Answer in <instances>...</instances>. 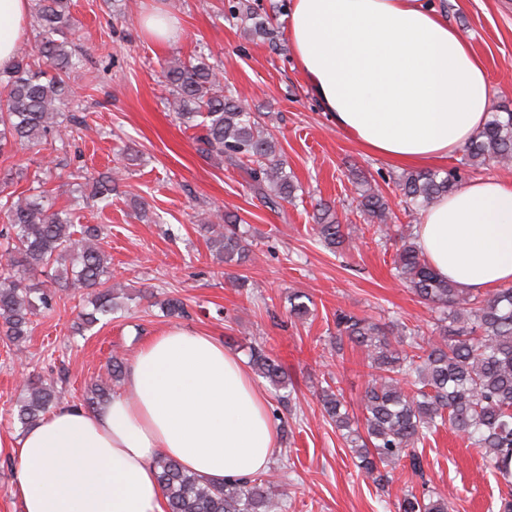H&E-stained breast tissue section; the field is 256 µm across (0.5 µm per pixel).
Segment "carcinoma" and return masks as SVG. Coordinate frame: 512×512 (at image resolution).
Returning a JSON list of instances; mask_svg holds the SVG:
<instances>
[{
    "label": "carcinoma",
    "mask_w": 512,
    "mask_h": 512,
    "mask_svg": "<svg viewBox=\"0 0 512 512\" xmlns=\"http://www.w3.org/2000/svg\"><path fill=\"white\" fill-rule=\"evenodd\" d=\"M71 0H36L40 39L16 49L9 70L0 72V151L8 145L34 149L48 141L69 97L65 80L77 63L67 34L75 25ZM241 19L255 32L270 33L269 17L246 9ZM170 106L180 123L200 129L203 152L245 171L249 185L269 208L295 197L296 185L285 172L276 141L251 112L224 95L221 74L199 54L166 66ZM493 161L512 163V112H491L479 133L462 148L458 165L448 170L410 172L396 187L418 214L457 190L460 170ZM360 207L367 226L390 229L391 213L384 196L368 179H361ZM112 174L92 184L89 198L108 203ZM12 235L0 267V332L16 347L28 337L31 317L52 305L56 291L33 282L37 275L57 288L90 299L92 311L80 314L82 325L109 319L119 304L108 285L110 257L101 245L99 226L76 228L72 213L54 209L45 195H9L0 201ZM237 215L209 214L200 218L208 248L219 261L242 263L251 241L240 229ZM349 225L342 224L325 205L314 231L324 247L344 244ZM417 225L399 229L394 265L397 277L424 303L442 312L431 335L406 325H387L355 313L336 311V351L344 343L360 348L368 358L369 380L360 398L362 416H350L341 389L321 388L324 416L342 432L367 477L379 484L381 470L407 460L421 470L411 448L426 434L449 427L482 452L486 465L501 479L500 512H512V287L473 293L441 277L417 242ZM295 292L289 316L310 314ZM249 363L272 385L285 386L278 361L260 346L251 345ZM125 363L117 354L107 365V379L86 394L90 407L107 401L121 386ZM23 398L14 417L24 427L36 425L58 403L54 382L33 376L23 385ZM168 512H282L283 502L273 475L260 473L244 480L214 482L188 472L164 455L154 460ZM399 512H452L448 498L425 488L404 493Z\"/></svg>",
    "instance_id": "obj_1"
}]
</instances>
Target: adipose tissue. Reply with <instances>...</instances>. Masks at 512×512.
<instances>
[{"label":"adipose tissue","mask_w":512,"mask_h":512,"mask_svg":"<svg viewBox=\"0 0 512 512\" xmlns=\"http://www.w3.org/2000/svg\"><path fill=\"white\" fill-rule=\"evenodd\" d=\"M29 0H0V71L24 38ZM289 41L322 111L367 153L443 159L483 127V59L428 0H294ZM418 242L472 292L512 283V181L478 179L423 213ZM278 430L269 399L221 341L171 327L145 342L110 402L62 406L17 441L23 512H166L160 454L209 480L266 470Z\"/></svg>","instance_id":"1"}]
</instances>
